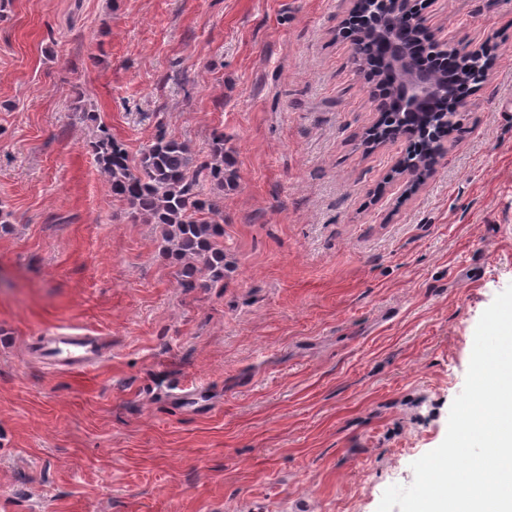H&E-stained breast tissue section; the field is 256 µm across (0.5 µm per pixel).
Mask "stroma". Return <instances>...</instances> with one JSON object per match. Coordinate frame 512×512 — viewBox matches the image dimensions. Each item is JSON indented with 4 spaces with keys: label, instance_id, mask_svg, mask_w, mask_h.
Listing matches in <instances>:
<instances>
[{
    "label": "stroma",
    "instance_id": "35a3bbf8",
    "mask_svg": "<svg viewBox=\"0 0 512 512\" xmlns=\"http://www.w3.org/2000/svg\"><path fill=\"white\" fill-rule=\"evenodd\" d=\"M348 0H0V504L6 512H377L443 441L512 284V0H423L490 49L433 173L365 142ZM224 134L232 270L185 288L85 145ZM76 324L99 362L38 353Z\"/></svg>",
    "mask_w": 512,
    "mask_h": 512
}]
</instances>
